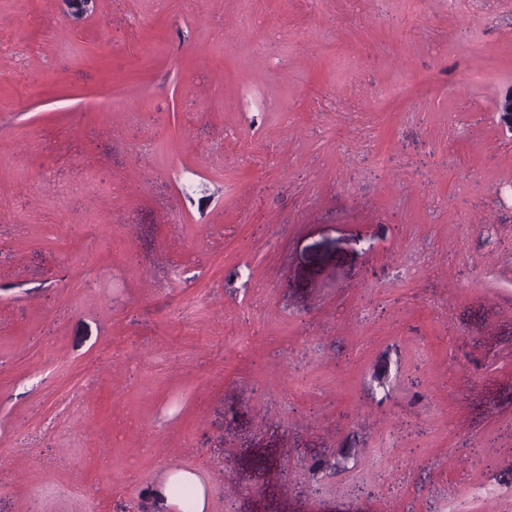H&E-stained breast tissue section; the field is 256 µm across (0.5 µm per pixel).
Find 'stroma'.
<instances>
[{
	"mask_svg": "<svg viewBox=\"0 0 512 512\" xmlns=\"http://www.w3.org/2000/svg\"><path fill=\"white\" fill-rule=\"evenodd\" d=\"M510 88L512 0H0V512H512Z\"/></svg>",
	"mask_w": 512,
	"mask_h": 512,
	"instance_id": "stroma-1",
	"label": "stroma"
}]
</instances>
